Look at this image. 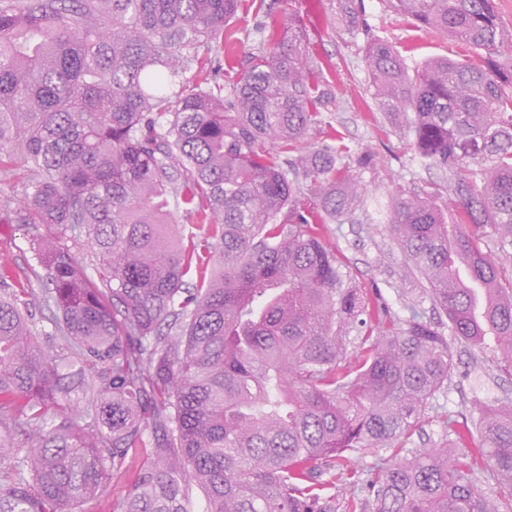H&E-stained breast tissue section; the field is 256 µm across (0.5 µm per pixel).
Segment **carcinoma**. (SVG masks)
I'll use <instances>...</instances> for the list:
<instances>
[{
  "instance_id": "carcinoma-1",
  "label": "carcinoma",
  "mask_w": 512,
  "mask_h": 512,
  "mask_svg": "<svg viewBox=\"0 0 512 512\" xmlns=\"http://www.w3.org/2000/svg\"><path fill=\"white\" fill-rule=\"evenodd\" d=\"M240 0H0V168L58 238L47 288L0 277V512H507L512 397L413 436L453 364L439 326L344 271L326 220L374 164L336 135L306 28L268 4L227 84L181 75L231 42ZM483 55L412 68L363 33L372 99L448 213L401 189L387 224L448 330L512 369V27L495 0H387ZM191 230L179 228V218ZM90 249L93 273L73 249ZM47 309L37 330L31 308ZM383 448L369 473L354 455Z\"/></svg>"
}]
</instances>
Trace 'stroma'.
<instances>
[{
  "label": "stroma",
  "instance_id": "1",
  "mask_svg": "<svg viewBox=\"0 0 512 512\" xmlns=\"http://www.w3.org/2000/svg\"><path fill=\"white\" fill-rule=\"evenodd\" d=\"M365 19L372 31L389 38L410 65L432 58L457 59L464 47L453 40L418 26L414 21L388 12L382 0H363ZM291 12L300 14L307 26L310 54L320 59L335 83L337 105L329 121L351 152L373 148L374 167L362 179L359 208L349 221L327 227L329 241L346 271L357 281L379 288L399 315L415 306L425 318L439 316L428 295L408 274L404 259L387 230V215L393 197L402 188L419 187L432 192L433 202L445 208L447 177L425 167L411 147L392 132L369 91V78L362 42L350 41L339 32L331 0H291ZM0 190L15 197L10 209L0 208V264L16 272L33 265L36 239L55 236L50 224H35L18 204L23 195L22 178L0 180ZM452 377L444 392L437 394L432 409L422 419V447L437 445L440 423L437 407L445 406L470 414L475 401L491 404L502 396L512 397V371L501 369L492 355L480 354L458 340H450Z\"/></svg>",
  "mask_w": 512,
  "mask_h": 512
}]
</instances>
